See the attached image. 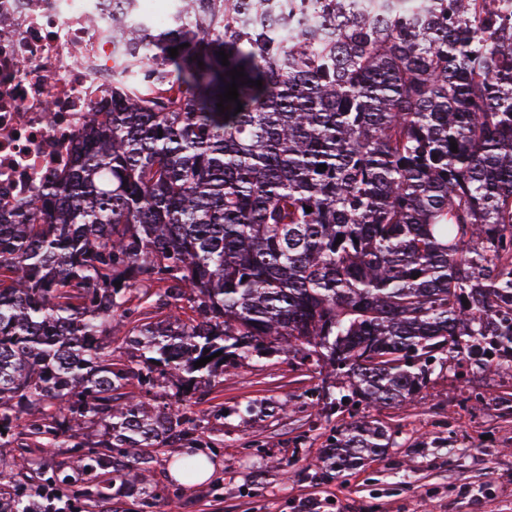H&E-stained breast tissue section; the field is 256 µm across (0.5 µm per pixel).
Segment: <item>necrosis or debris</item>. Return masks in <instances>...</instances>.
<instances>
[{"label":"necrosis or debris","instance_id":"obj_1","mask_svg":"<svg viewBox=\"0 0 512 512\" xmlns=\"http://www.w3.org/2000/svg\"><path fill=\"white\" fill-rule=\"evenodd\" d=\"M112 0H0V208L71 168L91 102L112 93Z\"/></svg>","mask_w":512,"mask_h":512}]
</instances>
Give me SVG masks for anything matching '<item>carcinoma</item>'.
I'll return each mask as SVG.
<instances>
[{
  "instance_id": "cac0c4a2",
  "label": "carcinoma",
  "mask_w": 512,
  "mask_h": 512,
  "mask_svg": "<svg viewBox=\"0 0 512 512\" xmlns=\"http://www.w3.org/2000/svg\"><path fill=\"white\" fill-rule=\"evenodd\" d=\"M108 33L112 108L0 210V512L150 507L145 449L200 441L187 399L245 360L344 380L313 480L395 445L359 406L512 372V0H112Z\"/></svg>"
}]
</instances>
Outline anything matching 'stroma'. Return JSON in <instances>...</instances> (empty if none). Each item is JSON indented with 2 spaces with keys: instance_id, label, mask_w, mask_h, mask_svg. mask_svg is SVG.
<instances>
[{
  "instance_id": "obj_1",
  "label": "stroma",
  "mask_w": 512,
  "mask_h": 512,
  "mask_svg": "<svg viewBox=\"0 0 512 512\" xmlns=\"http://www.w3.org/2000/svg\"><path fill=\"white\" fill-rule=\"evenodd\" d=\"M322 377L276 353L243 362L221 386L196 392L191 412L217 451L214 476L178 484L170 451L158 454L150 512H512V375L434 376L414 402L368 414L396 433V445L356 470L318 483L303 478L337 421L317 403ZM290 402L283 414L249 417V402ZM230 409L216 417L215 406Z\"/></svg>"
}]
</instances>
